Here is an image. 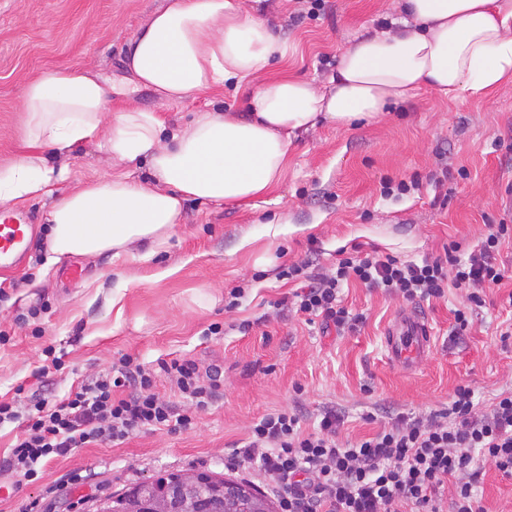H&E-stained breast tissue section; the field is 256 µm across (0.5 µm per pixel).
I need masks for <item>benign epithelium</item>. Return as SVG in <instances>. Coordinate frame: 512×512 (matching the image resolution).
Listing matches in <instances>:
<instances>
[{
  "label": "benign epithelium",
  "mask_w": 512,
  "mask_h": 512,
  "mask_svg": "<svg viewBox=\"0 0 512 512\" xmlns=\"http://www.w3.org/2000/svg\"><path fill=\"white\" fill-rule=\"evenodd\" d=\"M145 490L137 512H232L230 502L242 497L233 484L196 473H183L169 485L152 481Z\"/></svg>",
  "instance_id": "1"
}]
</instances>
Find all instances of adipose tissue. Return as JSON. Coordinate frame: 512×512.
<instances>
[{
	"label": "adipose tissue",
	"mask_w": 512,
	"mask_h": 512,
	"mask_svg": "<svg viewBox=\"0 0 512 512\" xmlns=\"http://www.w3.org/2000/svg\"><path fill=\"white\" fill-rule=\"evenodd\" d=\"M395 8L398 19L343 48L334 73L317 86L266 76L287 57L288 44L243 0H168L128 41L130 85L152 88L166 104L245 85V111H202L172 126L130 101L113 107L116 89L98 72L43 70L21 106L30 151L0 166V207L51 199L54 257H118L135 248L149 257L166 244L187 200L247 204L271 191L295 143L318 127L378 119L422 89L488 97L512 81V0H395ZM87 142L117 162H146L149 180L117 173L60 191L68 169L59 156Z\"/></svg>",
	"instance_id": "1"
}]
</instances>
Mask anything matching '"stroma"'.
<instances>
[{"label": "stroma", "instance_id": "1", "mask_svg": "<svg viewBox=\"0 0 512 512\" xmlns=\"http://www.w3.org/2000/svg\"><path fill=\"white\" fill-rule=\"evenodd\" d=\"M166 0H0V165L24 152L21 98L41 70L84 67L122 85L128 39ZM292 44L273 73L316 83L335 69L346 42L390 18V0H261ZM246 89L231 86L162 103L149 88L136 103L183 124L200 110L246 109ZM61 161L66 188L111 179L117 167L95 144ZM48 201L20 205L35 231L15 268L0 267V402L57 399L121 356L149 369L172 359L224 368V395L200 411L165 377L155 390L189 426L137 431L121 442L75 449L42 470L38 481L0 500V512H93L97 498L171 473H209L254 483L225 465L252 425L287 408L313 431L328 408L345 412L341 442L379 432L391 414L426 412L467 385L491 404L512 390V281L485 289L483 307L455 332L462 300L455 288L419 303L431 346L415 370L390 365L385 336L410 305L350 282L343 301L361 320L339 336L322 322L276 312L292 286L281 266L332 268L339 252L377 249L400 261L444 255L450 243L468 254L487 225L512 227V83L495 95L447 99L423 89L378 123L342 130L328 125L294 146L288 171L254 205L187 202L168 245L146 261L67 256L46 247ZM276 223L277 234L266 231ZM82 275L72 279L70 267ZM60 368H52L53 359ZM376 421H366L368 411ZM485 512H512V479L477 459Z\"/></svg>", "mask_w": 512, "mask_h": 512}]
</instances>
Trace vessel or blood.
I'll use <instances>...</instances> for the list:
<instances>
[{
    "mask_svg": "<svg viewBox=\"0 0 512 512\" xmlns=\"http://www.w3.org/2000/svg\"><path fill=\"white\" fill-rule=\"evenodd\" d=\"M33 227L22 213L0 211V265L20 261L27 249ZM388 360L409 370L425 358L430 349V333L424 316L411 310L399 314L387 331Z\"/></svg>",
    "mask_w": 512,
    "mask_h": 512,
    "instance_id": "1",
    "label": "vessel or blood"
}]
</instances>
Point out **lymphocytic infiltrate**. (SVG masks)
Masks as SVG:
<instances>
[{"label": "lymphocytic infiltrate", "mask_w": 512, "mask_h": 512, "mask_svg": "<svg viewBox=\"0 0 512 512\" xmlns=\"http://www.w3.org/2000/svg\"><path fill=\"white\" fill-rule=\"evenodd\" d=\"M508 230L504 224L488 225L480 248L464 259L453 245L419 264L375 250L340 258L331 273L313 274L307 263H294L279 272L297 284L279 305L321 319L341 333L356 325L340 299L350 280L408 303L441 297L449 284L464 302L455 312L456 329L462 332L469 326L466 305L482 304L481 290L512 280V268L493 258ZM160 372L197 409H206L219 395V366L202 368L174 359L155 372L122 356L111 371L62 398L37 401L28 414L0 403V424L26 422L0 471L20 484L37 479L48 462L74 449L121 441L142 429L173 431L189 425V418L155 391ZM344 420L340 412L324 411L316 431L307 434L297 413L265 415L253 424L245 445L233 449L231 459L269 487L281 512H484L476 492L478 452L512 478V391L484 408L470 387H458L441 408L398 413L389 427L351 446L338 441Z\"/></svg>", "instance_id": "1"}]
</instances>
